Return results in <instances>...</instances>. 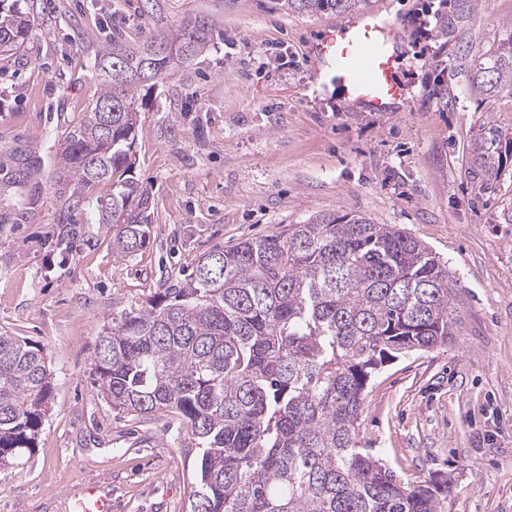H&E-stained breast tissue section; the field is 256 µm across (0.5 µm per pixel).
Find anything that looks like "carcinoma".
Segmentation results:
<instances>
[{
	"instance_id": "obj_1",
	"label": "carcinoma",
	"mask_w": 512,
	"mask_h": 512,
	"mask_svg": "<svg viewBox=\"0 0 512 512\" xmlns=\"http://www.w3.org/2000/svg\"><path fill=\"white\" fill-rule=\"evenodd\" d=\"M363 0H268L298 14H348ZM30 0H0V56L28 39ZM209 26L128 46L114 39L94 68L102 91L62 133L57 179L66 209L95 202L117 229L112 255L145 248L151 192L136 178L142 91L202 51ZM512 84V35L478 64L473 86ZM487 179L501 177L512 135L490 127L474 145ZM84 235L59 224L61 245ZM448 268L391 224L324 214L278 238L214 250L191 277L140 301L112 298L92 373L112 409L134 419L168 416L191 459L187 512H439L441 486L396 480L359 445L365 393L385 362L441 347L456 324ZM54 390L44 348L0 333V465L33 453Z\"/></svg>"
}]
</instances>
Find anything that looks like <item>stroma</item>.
Returning <instances> with one entry per match:
<instances>
[{
  "label": "stroma",
  "mask_w": 512,
  "mask_h": 512,
  "mask_svg": "<svg viewBox=\"0 0 512 512\" xmlns=\"http://www.w3.org/2000/svg\"><path fill=\"white\" fill-rule=\"evenodd\" d=\"M365 6L406 35L398 74L410 103L395 112L354 111L343 87L325 83L312 50L336 14L264 0H37L28 41L0 59V332L44 346L55 391L34 453L0 469V512H64L97 482L112 512H183L178 422H131L93 383L112 300L187 277L210 251L331 213L398 225L453 280L452 342L373 375L362 446L402 483L452 477L443 512H512V158L489 184L472 152L484 128L512 132V88L471 87L512 25V0ZM428 9L430 50L415 37ZM199 18L207 48L167 70L136 128V174L152 189L149 245L114 257L111 229L87 208L71 217L85 238L57 246L69 185L53 160L65 126L101 92L99 47Z\"/></svg>",
  "instance_id": "stroma-1"
}]
</instances>
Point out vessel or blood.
<instances>
[{"label": "vessel or blood", "instance_id": "vessel-or-blood-1", "mask_svg": "<svg viewBox=\"0 0 512 512\" xmlns=\"http://www.w3.org/2000/svg\"><path fill=\"white\" fill-rule=\"evenodd\" d=\"M401 39L396 22L367 10L329 26L316 45L315 61L335 75L356 109L390 112L409 100L407 88L395 77ZM65 509L112 512V499L101 484L94 483L69 497Z\"/></svg>", "mask_w": 512, "mask_h": 512}]
</instances>
